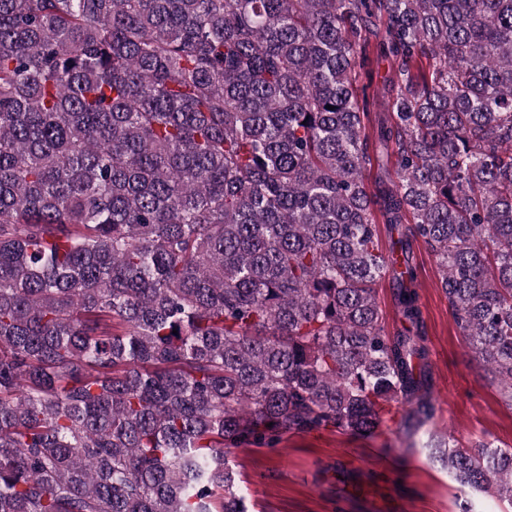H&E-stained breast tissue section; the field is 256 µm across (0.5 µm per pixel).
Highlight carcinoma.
I'll use <instances>...</instances> for the list:
<instances>
[{"label": "carcinoma", "mask_w": 512, "mask_h": 512, "mask_svg": "<svg viewBox=\"0 0 512 512\" xmlns=\"http://www.w3.org/2000/svg\"><path fill=\"white\" fill-rule=\"evenodd\" d=\"M417 238L512 406V0H0V512H248L230 449L422 424ZM376 298L385 318L387 330L394 332L400 328L393 301V284L387 276L380 279L376 286Z\"/></svg>", "instance_id": "carcinoma-1"}]
</instances>
